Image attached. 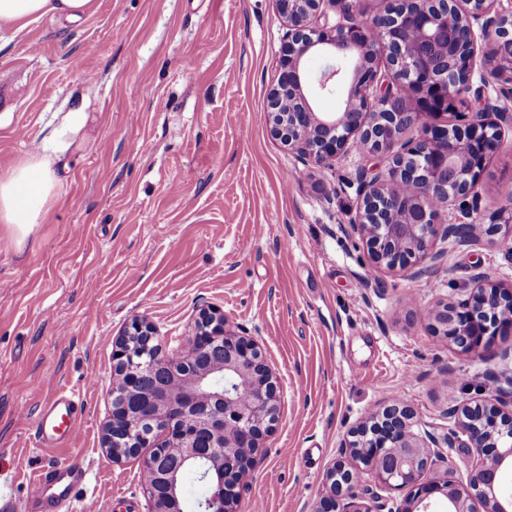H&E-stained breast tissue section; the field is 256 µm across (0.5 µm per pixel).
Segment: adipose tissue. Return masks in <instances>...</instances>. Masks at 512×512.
Returning <instances> with one entry per match:
<instances>
[{"label": "adipose tissue", "mask_w": 512, "mask_h": 512, "mask_svg": "<svg viewBox=\"0 0 512 512\" xmlns=\"http://www.w3.org/2000/svg\"><path fill=\"white\" fill-rule=\"evenodd\" d=\"M90 0H0V27L21 28L35 17L63 15L77 20ZM60 180L42 159L32 156L0 174V223L15 244H23L42 223Z\"/></svg>", "instance_id": "adipose-tissue-1"}]
</instances>
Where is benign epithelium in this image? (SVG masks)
Listing matches in <instances>:
<instances>
[{
  "label": "benign epithelium",
  "mask_w": 512,
  "mask_h": 512,
  "mask_svg": "<svg viewBox=\"0 0 512 512\" xmlns=\"http://www.w3.org/2000/svg\"><path fill=\"white\" fill-rule=\"evenodd\" d=\"M275 0L288 23L278 77L269 95L272 131L303 160L331 166L349 148L384 157L357 172L362 205L352 229L375 268L410 263L427 273L439 259L437 238L466 243V224L508 242L512 262V197L481 218L477 186L504 130L512 129V0H387V10L364 17L350 2L331 23L325 2ZM324 66L316 90L346 92L344 110L318 112L302 82L307 58ZM456 110L465 124L435 119ZM417 125L416 139H403ZM452 210L438 223L439 208ZM472 287L431 313V330L462 351L512 331V290L484 272ZM153 327L137 318L117 345L121 381L113 391L112 419L104 448L116 460L153 449L143 469L152 512H178L181 475L192 471L208 484L198 512H240L236 488L253 466L264 435L279 412L273 374L259 345L226 326L224 316L203 312L185 352L153 343ZM497 403L477 400L448 411L474 462L464 481L429 475L432 433L412 430L413 411L393 399L349 433L351 464L338 461L327 473L332 496L314 512H371L359 492L367 471L388 488L410 489L404 512H512V492L502 474L512 469V374H492ZM510 390H505L501 383ZM174 448L169 458L165 449ZM346 508H340V501Z\"/></svg>",
  "instance_id": "7a95c632"
}]
</instances>
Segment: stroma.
Wrapping results in <instances>:
<instances>
[{"instance_id": "obj_1", "label": "stroma", "mask_w": 512, "mask_h": 512, "mask_svg": "<svg viewBox=\"0 0 512 512\" xmlns=\"http://www.w3.org/2000/svg\"><path fill=\"white\" fill-rule=\"evenodd\" d=\"M286 25L274 0H91L0 29V172L44 157L62 184L23 251L0 224V486L28 512L34 480L78 461L71 512H151L149 449L102 445L115 342L134 318L183 350L202 310L254 339L273 372L278 418L239 486L241 512H311L349 432L391 399L441 446L430 473L465 479L448 447L450 408L495 400L512 333L464 352L429 329L472 274L512 286L498 245L439 239L430 273L375 270L351 230L367 159L303 162L274 135L268 95ZM481 211L512 196V131L479 182ZM78 392L76 437L38 446L34 422Z\"/></svg>"}]
</instances>
